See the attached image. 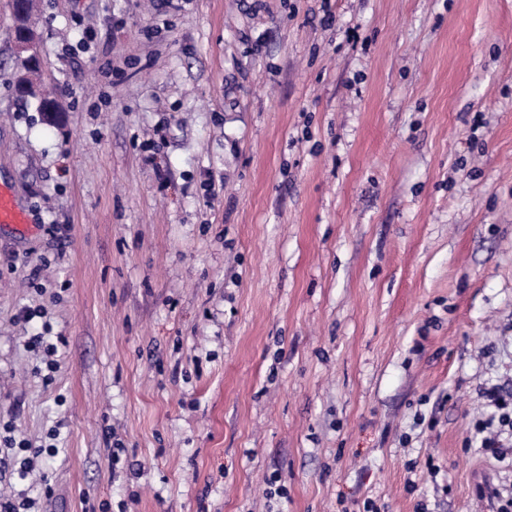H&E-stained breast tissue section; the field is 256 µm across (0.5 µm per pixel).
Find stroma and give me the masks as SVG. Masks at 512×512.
I'll list each match as a JSON object with an SVG mask.
<instances>
[{
	"label": "stroma",
	"instance_id": "obj_1",
	"mask_svg": "<svg viewBox=\"0 0 512 512\" xmlns=\"http://www.w3.org/2000/svg\"><path fill=\"white\" fill-rule=\"evenodd\" d=\"M14 27L0 0L29 218L0 224V428L60 436L0 494L491 512L512 466L465 441L512 391V0H36L54 126Z\"/></svg>",
	"mask_w": 512,
	"mask_h": 512
}]
</instances>
